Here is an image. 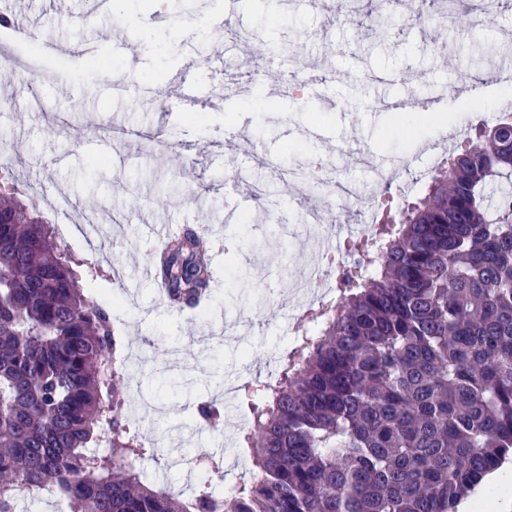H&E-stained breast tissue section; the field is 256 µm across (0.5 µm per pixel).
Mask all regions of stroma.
<instances>
[{"mask_svg":"<svg viewBox=\"0 0 512 512\" xmlns=\"http://www.w3.org/2000/svg\"><path fill=\"white\" fill-rule=\"evenodd\" d=\"M42 39L66 46L96 42L93 54L42 53L31 88L0 101V141L15 152L12 182L28 211L53 224L66 249L92 274L84 283L112 316L120 353H145L138 375L158 413L135 411L143 441L178 437L182 452L218 451L222 479L200 472L195 485L215 494L240 477L231 465L246 456L239 424L248 400L262 398L298 336L311 332L292 285L300 267L320 253L306 243L309 211L336 205L335 182L370 184L377 162H408L392 193H417L431 163L426 143L454 147L465 127L493 120L507 92L489 81L480 61L512 53V0H493L488 17L457 29L443 22L433 0H358L351 24L339 25L320 0H172L166 13L152 0H123L119 10L91 16L87 0H24ZM223 13L224 27L212 23ZM429 14L418 24V13ZM149 35L151 52L129 56L114 45ZM223 50L214 64L215 50ZM152 98L121 99L99 91L100 59ZM193 68L207 99L186 111L169 98L173 77ZM308 78L298 91L297 76ZM417 95L427 122L396 121L386 104ZM321 161L333 181L316 194L296 195L288 173ZM41 186L33 198L27 184ZM65 189L74 208L95 207L122 217L107 238L109 262L98 260L85 234L49 211L45 201ZM161 220L200 228L229 241L213 262L209 309L158 305L135 274L148 259L142 224ZM265 264V283L250 273ZM247 352L249 370L226 402L221 431L198 418L200 400L220 398L224 368Z\"/></svg>","mask_w":512,"mask_h":512,"instance_id":"35a3bbf8","label":"stroma"}]
</instances>
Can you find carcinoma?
Wrapping results in <instances>:
<instances>
[{"instance_id":"carcinoma-1","label":"carcinoma","mask_w":512,"mask_h":512,"mask_svg":"<svg viewBox=\"0 0 512 512\" xmlns=\"http://www.w3.org/2000/svg\"><path fill=\"white\" fill-rule=\"evenodd\" d=\"M347 243L336 303L251 403L252 476L185 499L128 462L150 457L115 396L110 311L41 217L0 199V512L17 492L68 512H455L512 455V113L474 127L426 193L381 202ZM173 310L214 276L193 228L155 254ZM198 416L224 419L217 401Z\"/></svg>"}]
</instances>
